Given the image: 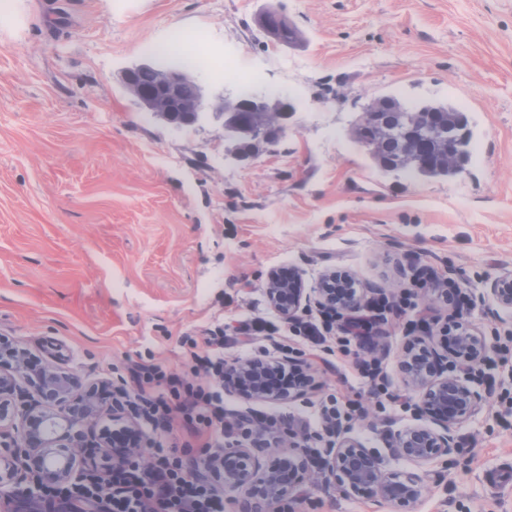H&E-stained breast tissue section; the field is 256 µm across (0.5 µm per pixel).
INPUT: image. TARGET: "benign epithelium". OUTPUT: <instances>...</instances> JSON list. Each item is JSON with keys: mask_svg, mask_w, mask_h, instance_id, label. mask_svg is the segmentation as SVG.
Here are the masks:
<instances>
[{"mask_svg": "<svg viewBox=\"0 0 512 512\" xmlns=\"http://www.w3.org/2000/svg\"><path fill=\"white\" fill-rule=\"evenodd\" d=\"M286 20L278 13L263 17L269 37L282 42ZM141 65L122 71L120 79L140 108L175 129L212 119L224 132V158L242 161L260 145L272 146L280 134L265 126L248 123L244 112L296 111L286 99H270L256 93L226 94L214 102L198 96L185 102L180 95L184 81L192 77L179 66L159 71L157 84L142 89L135 84ZM346 272L332 271L316 289L321 307H334L342 314L361 308L362 294L345 287ZM498 309L512 312V271L492 279L484 289ZM266 297L282 318L297 319L310 301L301 276L280 268L268 274ZM452 332L443 350L428 347L423 337L407 344L399 361L403 382L419 392L417 411L431 421L400 432L397 453L416 463L436 462L455 447L451 431L472 417L483 400L476 388L488 356L487 338L474 330L464 316L452 317ZM49 359L32 357L12 336L0 334V486L13 481L16 470L30 477L31 490L46 485L67 484L78 478L98 454L112 451V463L125 460L130 448H140L145 437L128 410L124 385L110 377L83 379L69 366L61 346L48 340ZM312 381V375L292 362L264 357L239 360L224 366V391L245 401H286ZM256 436L253 447L231 443L224 457L212 467L227 490L242 495L243 512H273L280 501L292 496L310 471L302 449L290 448L265 461L254 449L263 447ZM327 482L348 497H366L392 505L396 512L417 503L426 485L422 476L386 472L379 458L352 438H342L325 457Z\"/></svg>", "mask_w": 512, "mask_h": 512, "instance_id": "7a95c632", "label": "benign epithelium"}]
</instances>
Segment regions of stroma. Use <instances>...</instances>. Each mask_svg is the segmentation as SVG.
<instances>
[{
    "label": "stroma",
    "instance_id": "1",
    "mask_svg": "<svg viewBox=\"0 0 512 512\" xmlns=\"http://www.w3.org/2000/svg\"><path fill=\"white\" fill-rule=\"evenodd\" d=\"M269 11L297 29L294 42L262 31ZM194 36L246 60L251 91L296 104L276 145L228 161L213 121L176 130L139 109L119 74L165 42L207 98L236 90L197 62ZM381 95L463 111L473 133L464 173L379 171L351 128ZM274 268L295 269L310 289L336 270L377 294L414 290L416 309L373 330L399 401L378 405L352 357L335 354L329 370L292 336L266 299ZM509 270L512 0H0V333L24 347L52 337L79 376L126 380L141 356L180 371L182 336L264 317L274 338L225 345V361L277 360L284 343L315 384L287 401L225 394L226 422H300L329 398H355L363 411L340 435L409 472L394 447L422 421L398 370L407 323L445 326L454 309L435 288L450 280L470 294L469 323L487 340L506 336L512 317L481 294ZM452 435L469 452L428 466L410 512H512V479L492 480L512 467V422L488 396ZM298 493L320 505L297 512H392L328 489L316 471Z\"/></svg>",
    "mask_w": 512,
    "mask_h": 512
}]
</instances>
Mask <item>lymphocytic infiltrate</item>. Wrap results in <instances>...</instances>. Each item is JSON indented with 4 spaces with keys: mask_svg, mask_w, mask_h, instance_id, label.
I'll use <instances>...</instances> for the list:
<instances>
[{
    "mask_svg": "<svg viewBox=\"0 0 512 512\" xmlns=\"http://www.w3.org/2000/svg\"><path fill=\"white\" fill-rule=\"evenodd\" d=\"M411 292L393 300H371L352 316L333 309L293 325L312 350L328 352L325 334L340 329L342 350H354L361 377L373 391L388 394L374 345L368 334L384 312L410 307ZM227 325L206 329L204 336H184L182 373L170 372L153 362L131 369L136 389L128 403L144 427L154 431L149 458L131 451L126 460L106 472L88 470L74 483L50 486L40 495H18L17 512H224V488L209 469L224 454V336ZM181 413L193 434H207L197 447L191 441L176 442L162 434L172 412Z\"/></svg>",
    "mask_w": 512,
    "mask_h": 512,
    "instance_id": "obj_1",
    "label": "lymphocytic infiltrate"
}]
</instances>
